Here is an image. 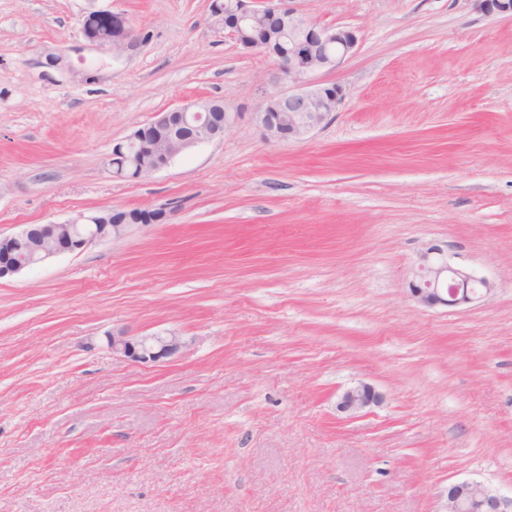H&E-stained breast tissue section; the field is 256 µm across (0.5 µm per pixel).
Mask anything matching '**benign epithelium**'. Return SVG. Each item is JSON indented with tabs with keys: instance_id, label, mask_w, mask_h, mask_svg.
<instances>
[{
	"instance_id": "7a95c632",
	"label": "benign epithelium",
	"mask_w": 512,
	"mask_h": 512,
	"mask_svg": "<svg viewBox=\"0 0 512 512\" xmlns=\"http://www.w3.org/2000/svg\"><path fill=\"white\" fill-rule=\"evenodd\" d=\"M472 10L487 17H512V0H468ZM224 31L245 52L262 53L275 60L278 79L293 89L266 94L255 121L268 141L298 140L320 127L340 103L336 84L315 82L320 71L338 69L357 49L356 32L342 27L321 25L285 6L283 0H227L224 4ZM214 100L176 107L157 113L148 127L160 134L150 142L141 133L128 137L140 143L149 159L139 177H146L183 152L224 137L231 124L229 113L212 110ZM163 210H149L144 222L132 223L124 210L89 212L62 224H32L20 231L0 233V279L12 277L65 253L120 239L143 224H161ZM492 290L490 282L471 271L452 265L440 245L422 251L412 269L411 298L433 308L455 307L480 300ZM112 353L140 364L163 362L181 353L182 337L168 333L135 336L125 329L107 333ZM385 401V395L368 383L345 389L336 404L344 419L357 418ZM448 512H512V495L480 482L461 481L448 485Z\"/></svg>"
}]
</instances>
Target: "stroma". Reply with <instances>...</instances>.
<instances>
[{"instance_id": "stroma-1", "label": "stroma", "mask_w": 512, "mask_h": 512, "mask_svg": "<svg viewBox=\"0 0 512 512\" xmlns=\"http://www.w3.org/2000/svg\"><path fill=\"white\" fill-rule=\"evenodd\" d=\"M212 0H0V232L108 209L168 219L0 280V512H446L512 494V18L468 0H288L359 37L303 139L253 120L276 72ZM116 20L112 38L95 37ZM236 113L135 180L157 113ZM432 244L493 291L428 309ZM173 332L153 366L108 331ZM368 382L385 403L336 412ZM448 512H512V495L480 482L461 481L448 486Z\"/></svg>"}]
</instances>
